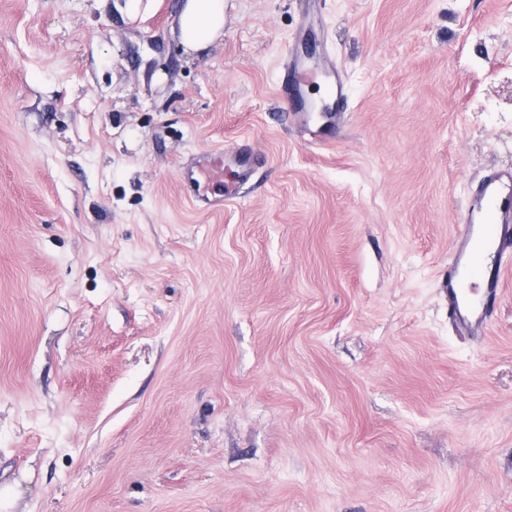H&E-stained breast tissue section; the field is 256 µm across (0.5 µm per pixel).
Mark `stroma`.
<instances>
[{
  "label": "stroma",
  "mask_w": 512,
  "mask_h": 512,
  "mask_svg": "<svg viewBox=\"0 0 512 512\" xmlns=\"http://www.w3.org/2000/svg\"><path fill=\"white\" fill-rule=\"evenodd\" d=\"M302 2L190 56L180 0H0V512H512V275L480 341L441 288L512 166V0H322L329 143L276 94ZM263 161L264 157L245 139L229 148L201 152L188 171L194 180L196 201L208 208L220 206L224 199L235 196ZM225 171H230L231 183Z\"/></svg>",
  "instance_id": "35a3bbf8"
}]
</instances>
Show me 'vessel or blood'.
<instances>
[{
	"label": "vessel or blood",
	"instance_id": "obj_1",
	"mask_svg": "<svg viewBox=\"0 0 512 512\" xmlns=\"http://www.w3.org/2000/svg\"><path fill=\"white\" fill-rule=\"evenodd\" d=\"M319 22L316 0H304L301 22L281 67V88L288 111L294 112L299 127L305 128L310 124L309 87L320 77L331 80L325 124L326 131L331 132L347 97L345 80L329 52L322 51L308 59L299 51ZM262 161L246 140L225 149L201 152L189 170L197 202L206 207L221 205L251 179ZM463 223L450 248L442 287L448 299L450 326L461 337L477 339L485 335L496 304L502 299L505 271L512 264L511 166L487 170L468 195Z\"/></svg>",
	"mask_w": 512,
	"mask_h": 512
}]
</instances>
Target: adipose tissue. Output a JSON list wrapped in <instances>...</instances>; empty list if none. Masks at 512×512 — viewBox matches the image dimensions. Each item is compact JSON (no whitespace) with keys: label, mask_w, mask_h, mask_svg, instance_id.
<instances>
[{"label":"adipose tissue","mask_w":512,"mask_h":512,"mask_svg":"<svg viewBox=\"0 0 512 512\" xmlns=\"http://www.w3.org/2000/svg\"><path fill=\"white\" fill-rule=\"evenodd\" d=\"M176 24L185 52L206 50L224 37V0H183Z\"/></svg>","instance_id":"obj_1"}]
</instances>
